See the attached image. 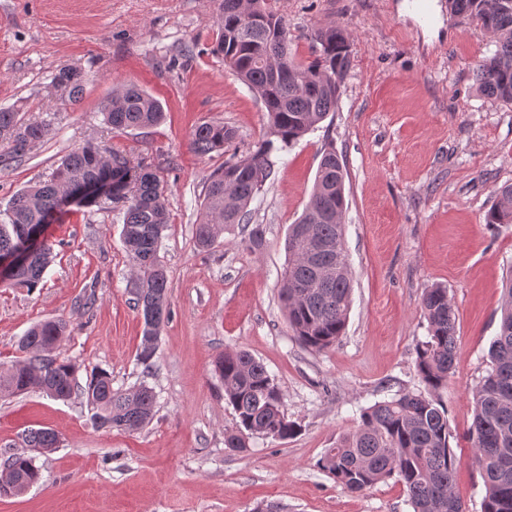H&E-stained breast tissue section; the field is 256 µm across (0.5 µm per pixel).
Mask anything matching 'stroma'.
<instances>
[{
	"instance_id": "1",
	"label": "stroma",
	"mask_w": 512,
	"mask_h": 512,
	"mask_svg": "<svg viewBox=\"0 0 512 512\" xmlns=\"http://www.w3.org/2000/svg\"><path fill=\"white\" fill-rule=\"evenodd\" d=\"M221 0H0V107L50 121L42 145L0 165V210L43 180L70 151L93 142L131 163H151L167 185L169 224L159 256L170 317L152 366L137 361L142 319L130 292L121 240L123 209L72 205L44 225L55 261L37 287L0 283V371L19 359L32 325L67 322L55 357L77 367L79 384L105 370L113 388L141 384L156 394L152 422L136 432L94 424L80 395L61 401L39 390L0 396V462L25 452L28 430L58 439L38 455L41 478L0 512H411L388 479L346 492L317 461L360 424L362 411L421 389L416 347L428 336L422 297L447 287L458 351L441 392L456 454L454 491L480 512L484 479L467 434L472 395L491 368L503 285L512 272V224L488 225L487 211L512 184V103L482 95L478 64L496 46L448 0H270L288 28L296 62L313 57L316 29L338 26L351 65L334 112L272 154L269 178L250 205L264 231L255 250L241 228L199 247L195 229L219 153L201 156L197 125L217 122L245 154L265 139L268 117L212 47ZM82 68V99L62 105L52 84ZM128 84L162 105L164 121L127 133L108 128L102 108ZM346 167L345 248L353 272L344 336L323 351L294 337L279 298L285 239L312 192L325 148ZM262 361L281 387L282 409L300 431L253 437L246 452L224 445L237 416L214 362L227 350Z\"/></svg>"
}]
</instances>
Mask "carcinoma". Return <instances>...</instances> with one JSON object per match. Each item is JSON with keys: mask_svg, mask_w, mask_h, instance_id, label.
Returning a JSON list of instances; mask_svg holds the SVG:
<instances>
[{"mask_svg": "<svg viewBox=\"0 0 512 512\" xmlns=\"http://www.w3.org/2000/svg\"><path fill=\"white\" fill-rule=\"evenodd\" d=\"M222 6L213 51L224 56L237 78L258 93L268 115V131L256 149L225 161L210 175L196 227L202 247L213 245L224 231L250 223L249 206L270 175L275 143L293 144L335 110L352 54L344 31L327 27L313 33L319 45L314 58L296 63L289 52L288 30L268 8L267 0H222ZM450 7L495 40V52L476 69L479 91L489 98L512 101V0H450ZM84 79L82 70L62 67L52 83L74 103ZM163 116L160 102L135 84L125 86L104 109L105 123L121 131L152 127ZM47 132V124L0 108V146L9 158L29 155ZM234 139L232 128L205 122L194 129L191 148L199 155L222 153ZM109 169V200L124 206L121 235L136 272L132 293L143 325L137 360L148 366L170 305L168 280L158 255L168 224L166 187L151 165L132 167L125 157L95 144L71 151L48 180L18 190L0 211V253L19 249L27 229L39 228L60 210V197L78 193ZM344 182L342 160L332 149L324 152L309 201L287 238L288 277L282 279L280 301L296 339L316 351L333 346L343 335L351 304L352 272L342 228L336 224V215L346 208ZM485 221L512 224V184L502 188ZM51 260L52 247L44 241L17 268L9 285L37 287ZM422 307L428 337L417 346L415 364L424 390L400 393L369 407L359 427L327 449L317 466L350 493L394 477L413 512H465L454 492L456 457L450 445L448 406L439 395L457 353L456 316L448 289L440 285L428 289ZM67 331L62 319L31 327L18 343L23 359L7 374H0V391L24 394L36 388L62 400L78 391L96 425L128 432L143 429L156 407L152 389H115L105 371L78 385L74 365L52 356ZM214 371L224 384V400L238 418L236 429L224 436L225 447L245 452L253 436L285 440L299 432L282 410L281 388L249 352H224L215 361ZM473 406L468 441L486 487L481 512H512V279L504 288L500 329L491 344V370L477 386ZM25 441L37 452L57 447L56 435L49 429L28 431ZM34 461L25 452L4 461L17 491L40 480Z\"/></svg>", "mask_w": 512, "mask_h": 512, "instance_id": "obj_1", "label": "carcinoma"}]
</instances>
